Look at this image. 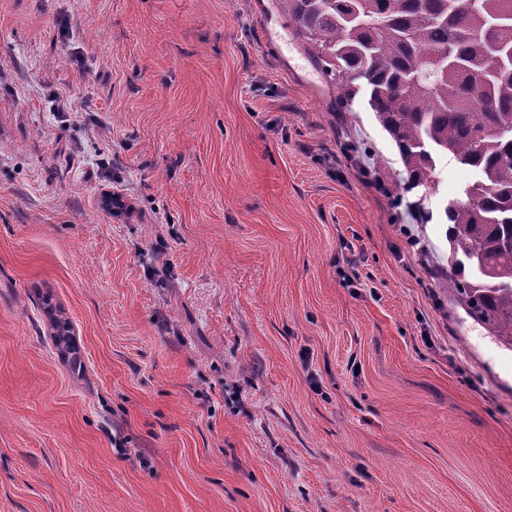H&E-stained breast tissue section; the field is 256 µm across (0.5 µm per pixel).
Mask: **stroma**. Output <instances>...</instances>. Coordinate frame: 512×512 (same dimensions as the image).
Returning <instances> with one entry per match:
<instances>
[{"label": "stroma", "mask_w": 512, "mask_h": 512, "mask_svg": "<svg viewBox=\"0 0 512 512\" xmlns=\"http://www.w3.org/2000/svg\"><path fill=\"white\" fill-rule=\"evenodd\" d=\"M405 177L274 0H0V512H512Z\"/></svg>", "instance_id": "obj_1"}]
</instances>
